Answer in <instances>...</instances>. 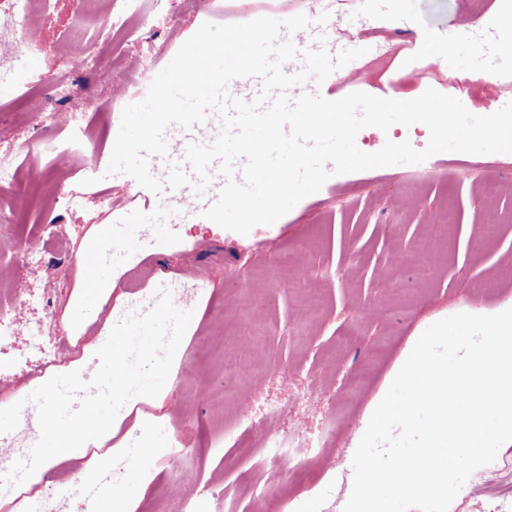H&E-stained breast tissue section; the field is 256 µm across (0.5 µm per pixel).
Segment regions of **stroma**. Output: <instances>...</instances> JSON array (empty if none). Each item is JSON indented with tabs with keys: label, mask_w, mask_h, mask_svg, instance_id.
Here are the masks:
<instances>
[{
	"label": "stroma",
	"mask_w": 512,
	"mask_h": 512,
	"mask_svg": "<svg viewBox=\"0 0 512 512\" xmlns=\"http://www.w3.org/2000/svg\"><path fill=\"white\" fill-rule=\"evenodd\" d=\"M160 8L174 21L156 33L151 23ZM84 11L81 0H53L17 33L32 51L30 66L0 64V156L14 155L19 189L41 185L39 197L25 203L18 193L0 196V212L22 219L0 226V289L12 296L47 292L55 300L51 311L29 308L10 325L11 344L0 351V386L20 401L47 381L33 368L30 349L44 323L69 328L74 336L59 367L67 373L85 370L113 326L155 302L159 289H188L193 317L161 393L131 398L110 431L89 442L77 460L35 473L28 487L50 489L53 500L34 497L31 512L50 506L91 512L78 488L85 471L106 456L118 460L113 486L135 489L126 512H180L185 506L219 512L221 500L229 512H342L353 483L352 439L367 406L388 390L410 339L451 315L490 313L512 303V277L495 292L481 289L489 272L512 268V154L452 152L415 165L336 175L279 223L255 226L246 235L179 210L135 224L132 216L152 213L155 196L130 176L106 174L121 113L142 99L203 23L298 13L312 20L302 32V48L364 51L323 82L325 98L355 91L418 96L431 87L464 100L473 114L494 112L512 100V51L501 46L512 32V0H142L135 41L125 45L112 43L103 31L78 35ZM118 69L127 84L116 95ZM56 77L71 88L60 111L86 112V131L62 122L35 130L20 113L29 96L46 97ZM28 138L31 150L16 153ZM388 139L410 141L420 150L429 134L417 124L386 133L370 127L358 133L356 144L374 152ZM88 177L93 185H85ZM62 192H108L116 205L60 215L50 203ZM158 233L165 238L159 247L151 242ZM92 239L108 246L112 285L85 313L80 256ZM27 243L50 253L49 269L24 265ZM419 243L429 246L423 259L432 277L418 290L414 309L396 323L376 318L375 310L390 303L392 264ZM297 249L303 273L324 293L323 309L300 324L283 282L271 278L254 295L244 279L252 267L273 266L279 252ZM257 343L264 347L262 381L240 402L213 408L207 395L224 388L225 355L247 354ZM369 357L376 363L359 398L347 419H337L341 389ZM299 388L307 402L279 420L271 442H263L255 427L238 425L243 407L259 401L287 406ZM161 429L173 436L172 446H157ZM301 442L316 444L318 466L285 475L268 463V456H283ZM147 444L153 451L145 461H124L126 449ZM175 449L194 483L181 484L164 467Z\"/></svg>",
	"instance_id": "obj_1"
}]
</instances>
